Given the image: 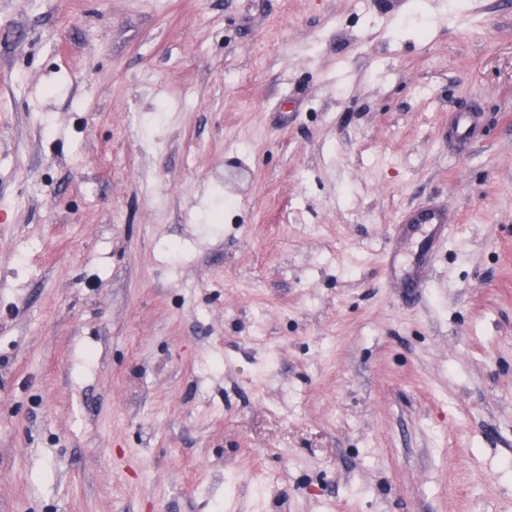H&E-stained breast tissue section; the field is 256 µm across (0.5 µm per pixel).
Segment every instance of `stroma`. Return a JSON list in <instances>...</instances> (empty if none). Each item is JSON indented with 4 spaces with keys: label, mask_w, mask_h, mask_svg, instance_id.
Instances as JSON below:
<instances>
[{
    "label": "stroma",
    "mask_w": 512,
    "mask_h": 512,
    "mask_svg": "<svg viewBox=\"0 0 512 512\" xmlns=\"http://www.w3.org/2000/svg\"><path fill=\"white\" fill-rule=\"evenodd\" d=\"M0 512H512V0H0ZM403 223L426 224V233L433 243L439 239L445 240L448 236V214L443 210L426 209L408 217Z\"/></svg>",
    "instance_id": "35a3bbf8"
}]
</instances>
